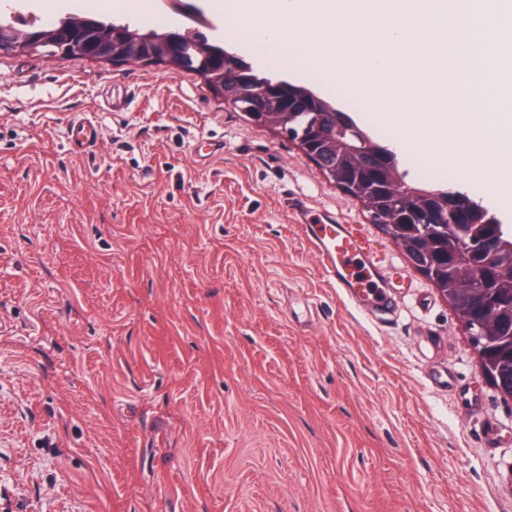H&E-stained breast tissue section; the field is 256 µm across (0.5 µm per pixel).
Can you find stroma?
<instances>
[{
  "instance_id": "1",
  "label": "stroma",
  "mask_w": 512,
  "mask_h": 512,
  "mask_svg": "<svg viewBox=\"0 0 512 512\" xmlns=\"http://www.w3.org/2000/svg\"><path fill=\"white\" fill-rule=\"evenodd\" d=\"M129 24L202 31L392 142L295 58L241 50L216 0ZM298 202L363 225L390 315L327 281ZM0 512H512V401L402 247L200 74L2 53Z\"/></svg>"
}]
</instances>
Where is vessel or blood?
<instances>
[{"label": "vessel or blood", "mask_w": 512, "mask_h": 512, "mask_svg": "<svg viewBox=\"0 0 512 512\" xmlns=\"http://www.w3.org/2000/svg\"><path fill=\"white\" fill-rule=\"evenodd\" d=\"M297 229L336 288L349 300L370 303L374 311L384 312L387 295L379 263L354 225L316 223L305 213Z\"/></svg>", "instance_id": "b4317fda"}]
</instances>
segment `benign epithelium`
<instances>
[{"instance_id": "obj_1", "label": "benign epithelium", "mask_w": 512, "mask_h": 512, "mask_svg": "<svg viewBox=\"0 0 512 512\" xmlns=\"http://www.w3.org/2000/svg\"><path fill=\"white\" fill-rule=\"evenodd\" d=\"M52 36L59 53L74 52L95 61L137 64L163 59L179 68L198 57V66L205 69L226 104L295 142L337 188L359 202L370 223L396 237L417 269L444 284L441 293L475 346L481 349L489 345L512 355V331L504 333L494 321L488 299V294L500 291L491 271H512V263L502 261V237L495 233L474 244L484 257L482 266L464 262V248L459 243L433 253L431 234L435 228L448 233L453 241L458 225L483 222V214L474 210L467 194L409 183L400 171L397 153L374 142L332 104L308 89L293 90L283 80L251 76L253 68L227 50L221 54V65L213 66L218 52L190 32L139 34L123 26L109 31L94 26L89 19L62 25L51 33L42 27L21 32L4 26L0 28V53L34 51ZM381 189L400 199L401 213L390 215L378 207L377 192ZM489 380L512 400V376L494 373Z\"/></svg>"}]
</instances>
